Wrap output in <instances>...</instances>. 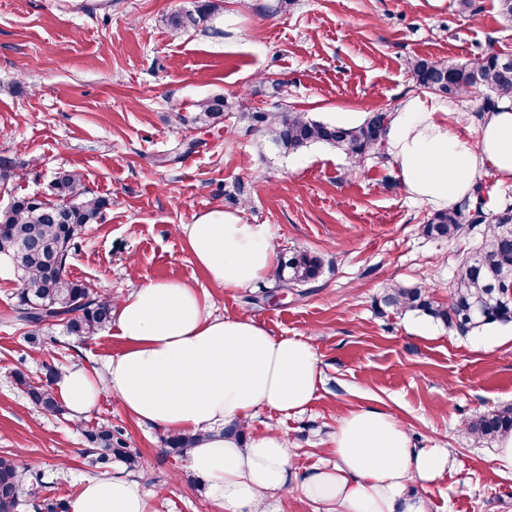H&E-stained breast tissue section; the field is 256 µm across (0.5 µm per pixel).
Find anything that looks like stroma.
Masks as SVG:
<instances>
[{"instance_id":"obj_1","label":"stroma","mask_w":512,"mask_h":512,"mask_svg":"<svg viewBox=\"0 0 512 512\" xmlns=\"http://www.w3.org/2000/svg\"><path fill=\"white\" fill-rule=\"evenodd\" d=\"M201 0H0V210L12 197L47 195L56 172L81 176L108 199L80 234L71 278L113 298L145 280H180L208 297L213 315L242 314L278 337L311 340L323 382L301 413L259 409L249 434L276 428L292 453V482L327 459L337 418L378 407L402 422L416 447L442 448L459 467L422 493L429 512H512V471L496 445H476L477 415L512 406V335L448 329L400 313L382 296L418 286L438 301L474 238L421 232L433 213L413 202L386 157L353 163L326 145L281 153L263 133L244 134L240 113L290 109L336 122L395 111L419 87L408 60L463 63L487 45L512 53V20L498 0H210L205 27L178 33L170 15ZM224 95L231 110L207 125L198 104ZM268 225L278 260L297 250L322 261L320 277L279 289L266 280L213 288L174 228L214 209ZM16 276L0 261V456L41 469V497L67 503L85 479V429L111 425L141 458L130 476L151 512H223L188 454L163 448L162 431L103 393L81 419L38 411L16 373L101 366L124 343L104 330L80 341L56 327L30 340L6 321Z\"/></svg>"}]
</instances>
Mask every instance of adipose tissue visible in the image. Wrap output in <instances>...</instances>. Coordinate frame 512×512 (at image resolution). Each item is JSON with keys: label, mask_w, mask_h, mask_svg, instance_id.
I'll list each match as a JSON object with an SVG mask.
<instances>
[{"label": "adipose tissue", "mask_w": 512, "mask_h": 512, "mask_svg": "<svg viewBox=\"0 0 512 512\" xmlns=\"http://www.w3.org/2000/svg\"><path fill=\"white\" fill-rule=\"evenodd\" d=\"M451 110L407 98L391 113L384 144L409 197L439 210L486 174L512 183V99L485 112L474 140L449 123ZM179 231L216 287L246 288L276 270L266 225L213 210ZM113 316L123 350L102 368L65 370L55 386L72 417L108 391L142 423L200 435L189 464L208 479L213 501L225 512H267L269 494L289 487L288 442L271 428L243 444L235 431L262 407L288 415L305 409L322 382L311 343L274 336L250 317L212 315L199 291L178 281H146L117 301ZM329 445L332 464L296 486L325 512H429L410 484L430 485L456 464L447 450L413 447L401 422L378 408L341 416ZM68 512H150V503L137 480L90 478Z\"/></svg>", "instance_id": "1"}]
</instances>
